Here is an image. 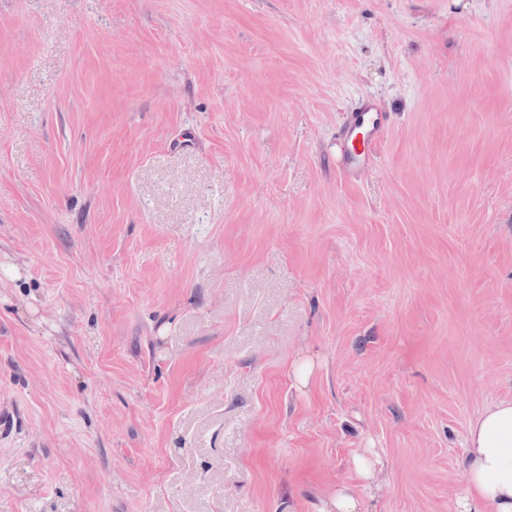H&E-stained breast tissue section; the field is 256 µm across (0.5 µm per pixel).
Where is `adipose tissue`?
I'll return each mask as SVG.
<instances>
[{
	"label": "adipose tissue",
	"instance_id": "adipose-tissue-1",
	"mask_svg": "<svg viewBox=\"0 0 512 512\" xmlns=\"http://www.w3.org/2000/svg\"><path fill=\"white\" fill-rule=\"evenodd\" d=\"M464 512H512V398L468 424Z\"/></svg>",
	"mask_w": 512,
	"mask_h": 512
}]
</instances>
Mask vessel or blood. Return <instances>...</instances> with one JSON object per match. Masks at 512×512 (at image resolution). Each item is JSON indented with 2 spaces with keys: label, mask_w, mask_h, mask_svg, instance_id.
I'll return each mask as SVG.
<instances>
[{
  "label": "vessel or blood",
  "mask_w": 512,
  "mask_h": 512,
  "mask_svg": "<svg viewBox=\"0 0 512 512\" xmlns=\"http://www.w3.org/2000/svg\"><path fill=\"white\" fill-rule=\"evenodd\" d=\"M388 122V112L369 97L359 100L346 114L337 132L340 145L337 163L344 176L356 177L373 162Z\"/></svg>",
  "instance_id": "vessel-or-blood-1"
}]
</instances>
